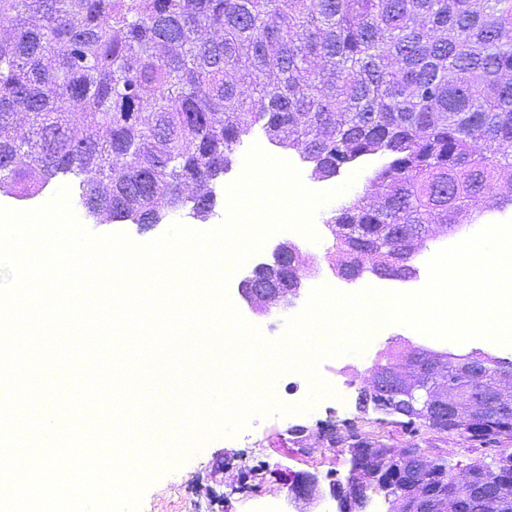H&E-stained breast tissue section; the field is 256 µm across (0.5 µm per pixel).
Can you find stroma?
I'll return each mask as SVG.
<instances>
[{"label": "stroma", "mask_w": 512, "mask_h": 512, "mask_svg": "<svg viewBox=\"0 0 512 512\" xmlns=\"http://www.w3.org/2000/svg\"><path fill=\"white\" fill-rule=\"evenodd\" d=\"M383 164L381 158L369 157L355 166L341 168L335 184L348 189L322 207L314 217L317 241L292 232L268 239L259 256L268 261L280 242L289 241L303 257L314 259L318 276H303L297 298L288 308H278L265 315L254 314L240 294L232 299L250 325L268 340L279 337L285 320L304 307L312 283L319 282L346 293L376 286L373 276L357 281L336 277V240L325 221L344 203L371 191L369 177ZM78 220L92 233L103 235L127 232L135 241L145 243L160 237L173 223H188L187 209L168 213L163 223L146 228L128 223L99 224L81 205H74ZM512 216V206L474 214L468 223L455 231L436 228L426 241L414 264L422 266L425 258L457 240L467 238L491 223ZM425 349L451 355L481 353L512 362V346H499L485 340L463 344L434 342L418 335L409 327L390 325L373 336L362 353L343 354L324 360L320 375L335 384L337 398H321L309 412L290 415L256 414L244 435L219 436L193 447L183 460L173 458L168 468L145 490L139 512H254L255 497L278 504L280 512H339V503L330 492L332 483L346 481L352 460L346 445L336 444L330 431L352 436L354 441L383 443L389 446L408 445L432 460H445L454 472L465 470L474 454L473 443L455 434H439L426 428L401 425L398 418L375 407H359L358 395L368 382L374 364L388 352ZM310 477L317 483V494L311 503L296 500L288 490L295 477Z\"/></svg>", "instance_id": "35a3bbf8"}]
</instances>
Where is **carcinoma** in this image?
Wrapping results in <instances>:
<instances>
[{"mask_svg": "<svg viewBox=\"0 0 512 512\" xmlns=\"http://www.w3.org/2000/svg\"><path fill=\"white\" fill-rule=\"evenodd\" d=\"M0 189L58 176L107 223L152 224L179 194L205 220L258 129L318 178L371 156L375 196L330 223L349 264L409 279L434 224L512 205V0H0ZM259 268L244 290L278 288ZM459 397L475 380L434 371ZM426 391L407 424L479 446L512 441V389L489 414L439 422ZM389 455L398 498L453 468ZM466 512H512V452L469 464Z\"/></svg>", "mask_w": 512, "mask_h": 512, "instance_id": "1", "label": "carcinoma"}]
</instances>
